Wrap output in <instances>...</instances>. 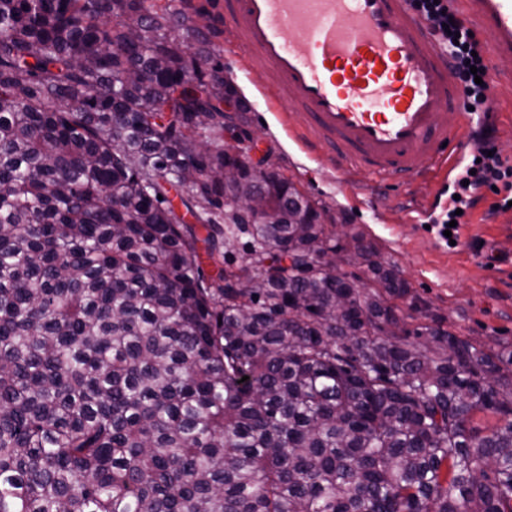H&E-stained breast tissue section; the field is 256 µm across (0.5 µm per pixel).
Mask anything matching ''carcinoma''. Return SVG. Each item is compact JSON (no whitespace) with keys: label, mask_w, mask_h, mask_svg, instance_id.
<instances>
[{"label":"carcinoma","mask_w":512,"mask_h":512,"mask_svg":"<svg viewBox=\"0 0 512 512\" xmlns=\"http://www.w3.org/2000/svg\"><path fill=\"white\" fill-rule=\"evenodd\" d=\"M210 44L169 4L0 0V512H512V352L405 328L399 269L287 179L225 214Z\"/></svg>","instance_id":"carcinoma-1"}]
</instances>
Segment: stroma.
Wrapping results in <instances>:
<instances>
[{
    "label": "stroma",
    "instance_id": "stroma-1",
    "mask_svg": "<svg viewBox=\"0 0 512 512\" xmlns=\"http://www.w3.org/2000/svg\"><path fill=\"white\" fill-rule=\"evenodd\" d=\"M212 0H187L196 23L212 31L210 51L233 80L245 107L237 114L242 147L252 163L271 165L306 196L327 207L335 230L363 231L381 258L398 267L410 284L398 313L408 328L432 318L475 345L512 350V206L508 190L485 191V200L466 214L455 243L425 227L448 186L438 175L406 183H378L364 171L338 170L315 159L289 137L281 119L287 97L268 105L257 90L232 25H218Z\"/></svg>",
    "mask_w": 512,
    "mask_h": 512
}]
</instances>
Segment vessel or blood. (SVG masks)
<instances>
[{
  "label": "vessel or blood",
  "instance_id": "1",
  "mask_svg": "<svg viewBox=\"0 0 512 512\" xmlns=\"http://www.w3.org/2000/svg\"><path fill=\"white\" fill-rule=\"evenodd\" d=\"M468 24L496 31L490 76L512 79V0H461ZM266 96L284 86L288 124L346 170L411 181L453 168L497 100L464 112L444 51L407 0H219Z\"/></svg>",
  "mask_w": 512,
  "mask_h": 512
}]
</instances>
